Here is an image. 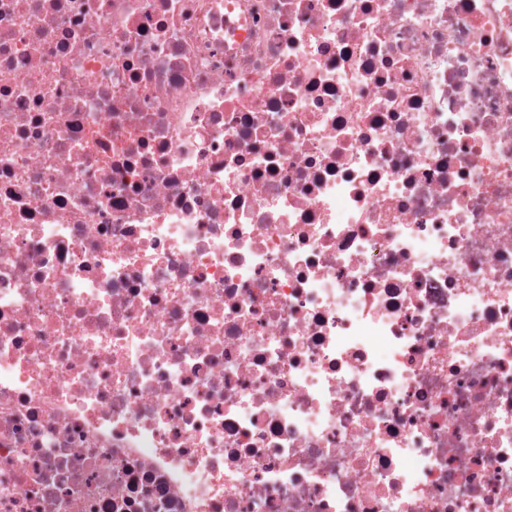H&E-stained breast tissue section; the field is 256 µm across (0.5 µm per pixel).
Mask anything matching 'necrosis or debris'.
<instances>
[{"mask_svg": "<svg viewBox=\"0 0 512 512\" xmlns=\"http://www.w3.org/2000/svg\"><path fill=\"white\" fill-rule=\"evenodd\" d=\"M0 512H512V0H0Z\"/></svg>", "mask_w": 512, "mask_h": 512, "instance_id": "obj_1", "label": "necrosis or debris"}]
</instances>
